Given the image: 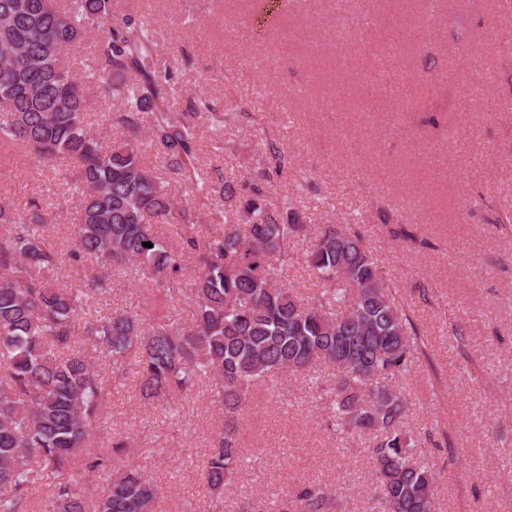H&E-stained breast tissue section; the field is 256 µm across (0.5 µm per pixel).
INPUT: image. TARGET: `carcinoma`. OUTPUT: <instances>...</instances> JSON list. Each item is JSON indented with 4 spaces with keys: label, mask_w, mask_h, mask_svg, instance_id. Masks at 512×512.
<instances>
[{
    "label": "carcinoma",
    "mask_w": 512,
    "mask_h": 512,
    "mask_svg": "<svg viewBox=\"0 0 512 512\" xmlns=\"http://www.w3.org/2000/svg\"><path fill=\"white\" fill-rule=\"evenodd\" d=\"M0 0V141L30 150L38 163L73 160L80 222L71 248L46 243L42 206H0V512H27L34 488L58 479L50 512H154L159 487L138 466L116 469L112 451L92 447L104 434L107 396L100 365L121 379L134 361L139 391L153 409L176 413L171 400L204 379L215 382L218 426L201 477L217 502L238 473L244 451L238 417L251 387L274 371L304 372L320 382L329 371V425L338 434L374 435L376 482L370 512H433L436 479L413 461L403 434L409 412L399 380L420 360L419 333L392 297L359 232L326 225L308 250L307 267L327 287L307 298L276 283L294 259L303 224L302 185L273 203L264 185L277 180L285 151L262 143L269 165L238 195L224 177V201L238 198L242 224H224L206 241L183 233L181 250L162 227L186 217L182 202L211 194L215 182L198 167L195 118L209 100H188L161 69L154 31L145 20L112 21V0ZM105 26L94 61L80 79L63 65L65 53ZM120 103L115 122L128 136L103 147L85 121L90 87ZM161 166L184 186L172 193L147 165L141 128ZM153 247L147 248L144 243ZM195 254V278L185 281L184 252ZM91 262L99 272L87 291H103L114 272L162 287L170 305L157 315H96L83 296L52 284L46 271ZM194 307L183 320L181 298ZM93 347L76 349L75 323ZM107 483L94 493L93 481ZM332 485L303 483L276 498L274 512H331Z\"/></svg>",
    "instance_id": "1"
}]
</instances>
